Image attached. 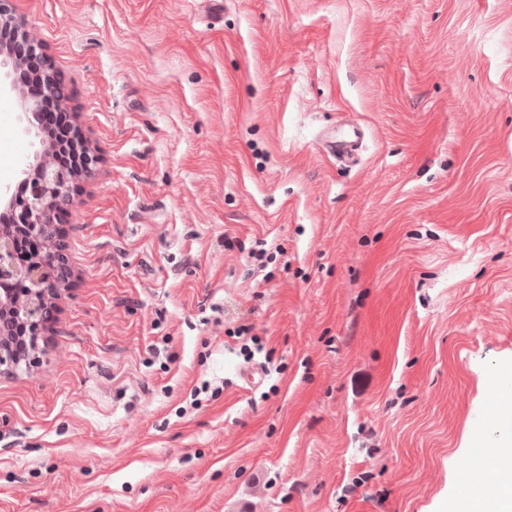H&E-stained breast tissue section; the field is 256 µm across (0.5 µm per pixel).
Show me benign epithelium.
<instances>
[{"mask_svg":"<svg viewBox=\"0 0 512 512\" xmlns=\"http://www.w3.org/2000/svg\"><path fill=\"white\" fill-rule=\"evenodd\" d=\"M11 2L0 0V98L17 100L26 121L21 132L29 135L45 100L54 98L65 104L70 92L63 87L43 46L29 38L25 19ZM19 69L27 71L37 91L14 82L12 74ZM70 150L75 159L72 166L58 162L57 144L41 145L19 165L23 191H0L10 219L0 225V368H17L23 360H35L46 309L63 283L58 271L66 258L55 236L54 219L72 205L76 182L91 177L97 164L95 155L79 139L73 140ZM19 235L37 244L28 257L17 253Z\"/></svg>","mask_w":512,"mask_h":512,"instance_id":"obj_1","label":"benign epithelium"}]
</instances>
